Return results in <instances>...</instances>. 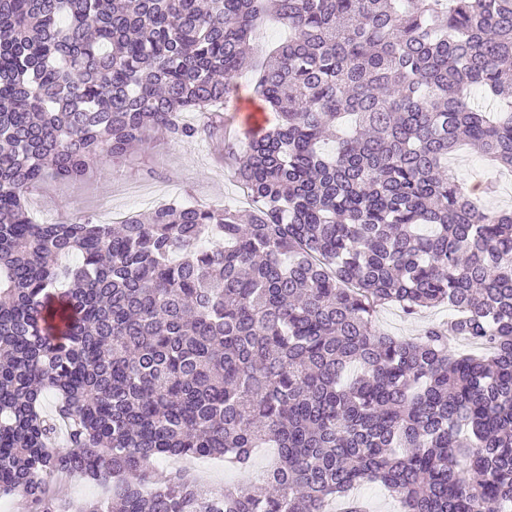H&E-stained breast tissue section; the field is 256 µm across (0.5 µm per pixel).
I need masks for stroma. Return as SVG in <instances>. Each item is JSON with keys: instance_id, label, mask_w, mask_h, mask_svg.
Segmentation results:
<instances>
[{"instance_id": "stroma-1", "label": "stroma", "mask_w": 512, "mask_h": 512, "mask_svg": "<svg viewBox=\"0 0 512 512\" xmlns=\"http://www.w3.org/2000/svg\"><path fill=\"white\" fill-rule=\"evenodd\" d=\"M460 183L469 187L478 180L500 181L501 188L487 205L512 210V173L498 174L475 151L460 148L449 159ZM31 216L40 223L68 224L89 217L108 222L112 212L143 213L164 203H187L211 207L228 205L250 209L251 199L237 181L235 164L223 139L192 143L176 142L156 133L137 152L110 161L77 182L50 181L28 195ZM447 307L440 306L407 315L394 305L380 309L376 323L387 334L415 337L429 325L447 319ZM273 461L271 449L259 451L247 472L225 466L220 459L199 462L197 477L204 485L222 488L258 479Z\"/></svg>"}]
</instances>
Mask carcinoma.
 Here are the masks:
<instances>
[{"instance_id": "1", "label": "carcinoma", "mask_w": 512, "mask_h": 512, "mask_svg": "<svg viewBox=\"0 0 512 512\" xmlns=\"http://www.w3.org/2000/svg\"><path fill=\"white\" fill-rule=\"evenodd\" d=\"M267 17L288 41L258 60ZM245 71L278 117L237 159L252 211L31 217L40 183L223 127ZM461 143L512 169V0H0V492L67 512L49 481L79 472L107 488L85 512H325L376 482L512 512V211L448 172ZM390 304L452 315L405 340ZM256 448L260 487L150 479Z\"/></svg>"}]
</instances>
